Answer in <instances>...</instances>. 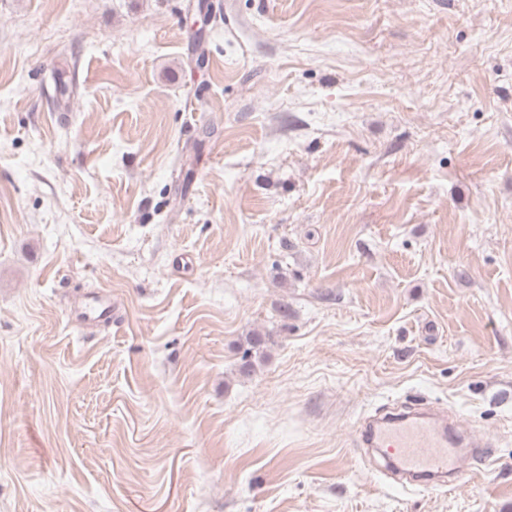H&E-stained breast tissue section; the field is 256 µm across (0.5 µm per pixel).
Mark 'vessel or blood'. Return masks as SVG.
I'll return each instance as SVG.
<instances>
[{
  "mask_svg": "<svg viewBox=\"0 0 512 512\" xmlns=\"http://www.w3.org/2000/svg\"><path fill=\"white\" fill-rule=\"evenodd\" d=\"M360 442L384 451L386 467L398 478L426 485L456 477L463 462L488 460L482 446H472L457 422L441 421L425 410H394L357 427Z\"/></svg>",
  "mask_w": 512,
  "mask_h": 512,
  "instance_id": "obj_1",
  "label": "vessel or blood"
}]
</instances>
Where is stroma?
Listing matches in <instances>:
<instances>
[{
    "mask_svg": "<svg viewBox=\"0 0 512 512\" xmlns=\"http://www.w3.org/2000/svg\"><path fill=\"white\" fill-rule=\"evenodd\" d=\"M0 512H512V0H0ZM360 442L367 447L384 451L386 468L402 479L425 485L441 482L453 487L461 471V464L483 460L492 465L487 445H472L468 434L453 419L440 421L421 410H394L368 421L363 419L357 427ZM469 448H474L472 451Z\"/></svg>",
    "mask_w": 512,
    "mask_h": 512,
    "instance_id": "stroma-1",
    "label": "stroma"
}]
</instances>
